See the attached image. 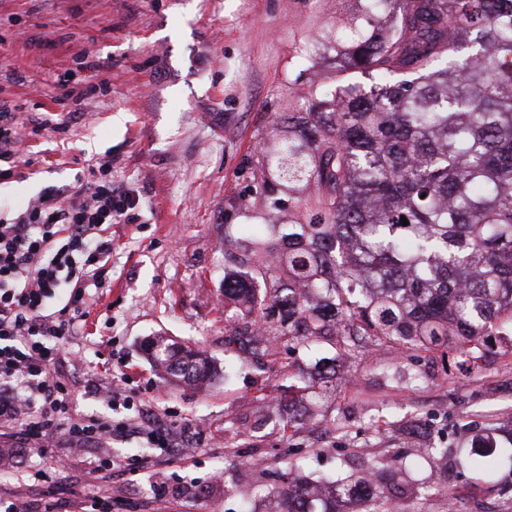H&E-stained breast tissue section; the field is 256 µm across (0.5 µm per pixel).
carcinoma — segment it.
<instances>
[{
	"instance_id": "cac0c4a2",
	"label": "carcinoma",
	"mask_w": 512,
	"mask_h": 512,
	"mask_svg": "<svg viewBox=\"0 0 512 512\" xmlns=\"http://www.w3.org/2000/svg\"><path fill=\"white\" fill-rule=\"evenodd\" d=\"M336 16V65L372 72L365 89L320 94L318 112L282 113L260 144L256 194L267 234L235 241L224 281V345L256 359L263 336L307 350L453 347L479 370L490 337L512 329V0H355ZM406 218L408 225L401 224ZM147 355L172 382L203 385L208 354L159 336ZM336 363L301 398L321 404ZM483 450L512 469V449ZM247 512H423L429 486L362 488L357 472L295 475Z\"/></svg>"
}]
</instances>
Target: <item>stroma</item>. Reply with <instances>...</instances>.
Here are the masks:
<instances>
[{
  "label": "stroma",
  "mask_w": 512,
  "mask_h": 512,
  "mask_svg": "<svg viewBox=\"0 0 512 512\" xmlns=\"http://www.w3.org/2000/svg\"><path fill=\"white\" fill-rule=\"evenodd\" d=\"M336 0H0V103L20 105L32 122L57 114L61 130L28 133L33 161L23 176L0 182V208L19 210L45 188L74 184L103 158L112 181L136 205L112 227V283L90 301L73 348L84 354L77 379L126 375L135 404L186 423L192 457L144 448L140 439L72 451L53 481L67 512H83L104 490L124 512H237L242 472L252 491L271 488L283 460L303 475L333 477L365 471L390 488L434 485L425 512H512V472L475 479L462 458L427 463L431 438L445 448L512 429V332L495 337L476 374L458 355L413 357L397 349L336 365V392L307 407L288 428L275 402L295 396L299 377L315 376L335 359L278 345L276 364L258 365L224 347V277L232 266L225 233L246 239L260 219L254 186L261 176L259 143L273 114L305 112L317 90L370 85L363 71L337 68L335 53L306 55L304 45L328 31ZM105 62L103 92L87 94L80 64L85 50ZM69 77L71 96L54 84ZM162 335L198 345L230 381L200 389L161 377L143 350ZM417 419L410 431L407 420ZM144 453L153 468L90 474L89 461ZM448 485L453 498L437 492Z\"/></svg>",
  "instance_id": "35a3bbf8"
}]
</instances>
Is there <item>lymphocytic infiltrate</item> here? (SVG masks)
<instances>
[{"label":"lymphocytic infiltrate","instance_id":"f902f5d3","mask_svg":"<svg viewBox=\"0 0 512 512\" xmlns=\"http://www.w3.org/2000/svg\"><path fill=\"white\" fill-rule=\"evenodd\" d=\"M20 106H0V181L23 162ZM112 162L72 193L49 187L26 208L0 213V422L14 424L26 448L90 446L139 437L175 452L183 423L73 419L72 385L63 372L66 346L88 315L90 292L112 275L109 228L134 207L112 184Z\"/></svg>","mask_w":512,"mask_h":512}]
</instances>
